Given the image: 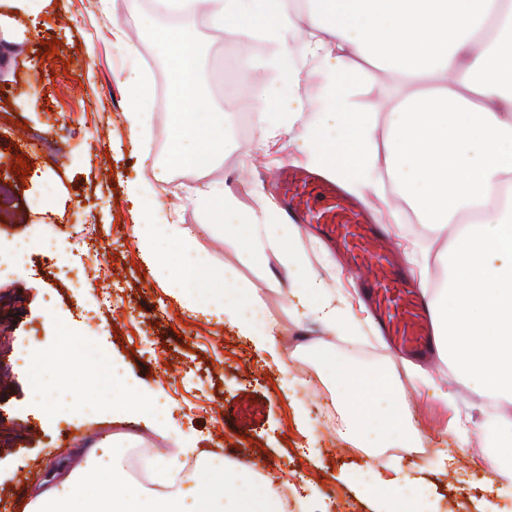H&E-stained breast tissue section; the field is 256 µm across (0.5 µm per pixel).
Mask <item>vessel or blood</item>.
Masks as SVG:
<instances>
[{"label": "vessel or blood", "instance_id": "b4317fda", "mask_svg": "<svg viewBox=\"0 0 512 512\" xmlns=\"http://www.w3.org/2000/svg\"><path fill=\"white\" fill-rule=\"evenodd\" d=\"M286 219L320 225L324 237L357 273L378 326L392 351L427 362L435 358V336L427 297L404 274L395 239L374 224L368 209L335 181L304 168L280 167Z\"/></svg>", "mask_w": 512, "mask_h": 512}]
</instances>
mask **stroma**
<instances>
[{
    "label": "stroma",
    "mask_w": 512,
    "mask_h": 512,
    "mask_svg": "<svg viewBox=\"0 0 512 512\" xmlns=\"http://www.w3.org/2000/svg\"><path fill=\"white\" fill-rule=\"evenodd\" d=\"M116 27L123 32L119 42ZM163 27L187 28L196 37L201 89L224 114V154L209 169L172 168L161 179L174 135L172 64L153 37ZM305 38L298 32L284 47L258 38L244 52L199 10L158 15L150 0H0V184L11 190L0 200V240L37 232L65 244L55 259L33 248L0 282V497L12 512H23L35 481L78 467L108 434L128 449L216 450L272 486L289 483L301 512H378L364 490L376 474L423 495L430 512H512V496L500 493L483 460L466 457L452 433L457 424L483 422L494 408L512 416V403L494 405L473 393L445 360L424 367L397 359L377 335L351 274L309 227L296 244L298 257L355 323L348 334H333L297 308L283 285L281 253L269 250L259 260L242 253L209 224L195 198L197 188L220 183L244 215L279 210L274 173L286 163L303 165L304 142L295 136L263 143L272 114L244 96L226 107L225 95L246 76L263 86L281 83L286 54L303 71L306 106L317 107L321 73L305 59ZM50 40L57 43L54 55L41 56ZM125 43L136 48L134 62L153 91L143 151L126 122L129 90L115 78L126 65ZM396 86L368 66L350 96L353 111L376 110L380 156L388 130L378 105L393 99ZM20 157L33 166L23 178L12 170ZM134 183L155 187L139 210L129 200ZM363 200L388 224L405 257L428 249L427 266L411 272L435 289L454 229L437 234L420 224L391 179ZM164 216L194 225L198 248L256 289L276 337L308 336L350 363L387 373L405 400L410 431L435 455L425 460L382 448L344 455L346 410L305 346L281 348L280 361H273L224 321L183 308L151 278L133 227ZM86 347L107 353L142 398L168 404L160 427L144 417L85 416L77 428L64 418L44 420L28 399L30 367L11 365L14 349L39 354L51 379L68 380L82 400L102 389L99 373L81 357ZM161 361L173 368L165 379L157 376Z\"/></svg>",
    "instance_id": "1"
}]
</instances>
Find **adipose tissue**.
<instances>
[{
	"mask_svg": "<svg viewBox=\"0 0 512 512\" xmlns=\"http://www.w3.org/2000/svg\"><path fill=\"white\" fill-rule=\"evenodd\" d=\"M157 13L204 10L243 45L257 37L287 43L296 18L309 27L306 57L325 66L320 105L303 121L301 70L284 63L275 88L242 89L265 108H278L264 134L275 140L300 132L310 164L357 191L378 190L373 141L376 115L352 111L349 96L360 76L357 57L411 84L409 93L386 105L389 134L386 171L396 180L421 223L440 232L459 225L445 256L442 284L430 297L439 350L449 367L480 396L512 402V0H153ZM174 62L173 110L177 134L172 166L202 169L224 150V117L199 95L197 46L185 29L157 33ZM131 90L127 121L134 134L152 122L150 88L138 69L122 72ZM210 224L223 229L248 253L270 248L288 257L287 279L299 301L338 333L351 328L348 314L299 263L294 243L300 225L275 214L245 219L227 191L199 189ZM134 234L159 284L194 311H213L246 334L274 341L260 326L254 289L227 268H216L196 246L193 226L138 224ZM312 354L344 400L347 433L368 448H409L401 397L381 372L360 369L332 346ZM119 398L102 397L85 410L100 415H143L162 422L159 402L136 401L112 364L102 367ZM123 451L104 438L83 465L37 490L24 512H282L268 490H260L223 457L177 448L152 460L151 482L134 483ZM195 456L198 475L183 476L184 459Z\"/></svg>",
	"mask_w": 512,
	"mask_h": 512,
	"instance_id": "ef3b65f1",
	"label": "adipose tissue"
}]
</instances>
